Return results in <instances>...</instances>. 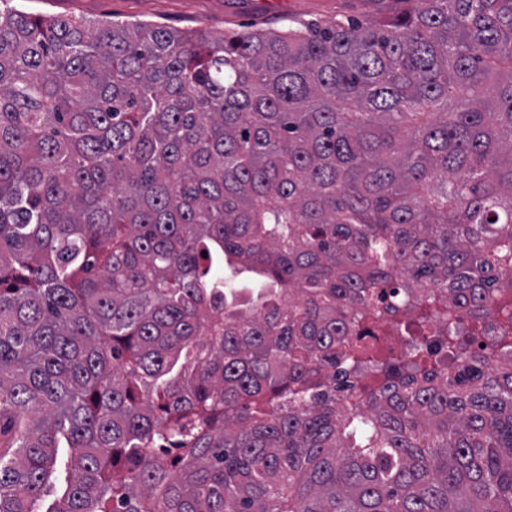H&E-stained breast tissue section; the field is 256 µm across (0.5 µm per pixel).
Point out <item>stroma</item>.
<instances>
[{
    "instance_id": "stroma-1",
    "label": "stroma",
    "mask_w": 512,
    "mask_h": 512,
    "mask_svg": "<svg viewBox=\"0 0 512 512\" xmlns=\"http://www.w3.org/2000/svg\"><path fill=\"white\" fill-rule=\"evenodd\" d=\"M23 5L48 17L148 21L211 34L277 28L289 18L373 20L398 7L397 0H23Z\"/></svg>"
}]
</instances>
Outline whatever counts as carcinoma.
I'll return each instance as SVG.
<instances>
[{
	"label": "carcinoma",
	"mask_w": 512,
	"mask_h": 512,
	"mask_svg": "<svg viewBox=\"0 0 512 512\" xmlns=\"http://www.w3.org/2000/svg\"><path fill=\"white\" fill-rule=\"evenodd\" d=\"M405 2L0 10V512H512V363L444 328L512 290V0ZM47 17L122 19L211 34L224 30L279 28L287 18L324 20L341 16L374 20L403 7L394 0H24L12 1Z\"/></svg>",
	"instance_id": "obj_1"
}]
</instances>
